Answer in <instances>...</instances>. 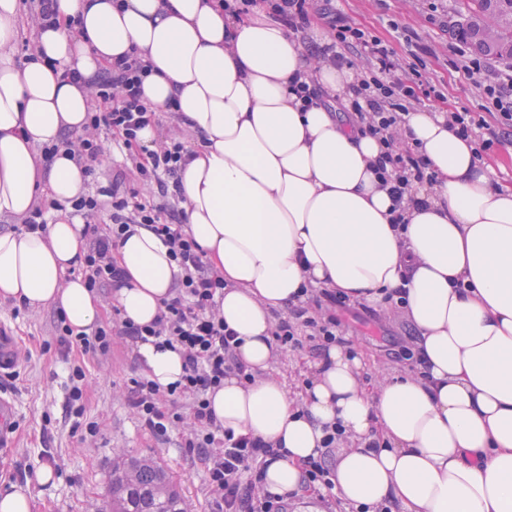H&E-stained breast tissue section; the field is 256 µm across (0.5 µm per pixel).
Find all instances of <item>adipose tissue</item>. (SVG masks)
I'll use <instances>...</instances> for the list:
<instances>
[{"instance_id":"1","label":"adipose tissue","mask_w":512,"mask_h":512,"mask_svg":"<svg viewBox=\"0 0 512 512\" xmlns=\"http://www.w3.org/2000/svg\"><path fill=\"white\" fill-rule=\"evenodd\" d=\"M57 4V28L37 35L43 57L21 61V0H0V216L23 217L43 184L63 205L45 230H0V301L55 307L77 334L100 318L102 299L69 274L87 244L67 211L85 191L84 169L66 152L47 159L37 148L83 131L92 78L137 49L154 67L145 99L175 103L198 138L180 173L185 231L224 276L217 309L241 338L236 362L253 376H227L207 398L224 428L286 448L267 462L265 488L300 492L303 465L322 455L330 426L343 432L331 479L347 505L512 512V186L442 113L409 112L403 136L434 171L436 197L407 207L406 229L395 232L370 168L378 140L323 105L301 110L288 93L299 73L342 92L347 71L317 66L264 8L237 21L218 0ZM73 68L80 84L61 79ZM116 258L128 284L114 303L150 324L174 295L177 264L160 236L136 224ZM310 286L370 305L404 288L419 373L370 390L360 359L333 346L292 398L271 373L272 331ZM138 353L160 389L181 380L178 352L142 343Z\"/></svg>"}]
</instances>
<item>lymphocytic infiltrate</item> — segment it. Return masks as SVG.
<instances>
[{
	"label": "lymphocytic infiltrate",
	"mask_w": 512,
	"mask_h": 512,
	"mask_svg": "<svg viewBox=\"0 0 512 512\" xmlns=\"http://www.w3.org/2000/svg\"><path fill=\"white\" fill-rule=\"evenodd\" d=\"M220 4L237 20L248 16L254 7L264 6L295 34L303 32L311 16L327 20V42L310 43L308 49L319 62L352 70L342 110L362 135L382 143L372 166L380 188L392 199L390 221L396 230H403L404 204H428L436 182L418 146L401 136L405 115L430 99L433 88L429 81L419 70L401 71L391 48L349 18L328 13L315 0H220ZM150 72V64L135 53L109 64L95 81L97 91L87 116L88 136L44 145L42 152L53 156L63 148L72 151L90 176L109 159L111 148L125 156L124 167L113 176L110 186L79 196L73 203L75 211L93 223L83 261L88 287L123 285L124 276L113 252L130 225L149 224L169 245L180 269L178 292L148 325L125 318L115 331L101 325L93 334L76 336L64 327L60 334L68 348L85 353H108L116 335L133 344L152 337L157 346L179 350L184 361L182 379L167 390L146 378L133 380L131 407L153 435L164 437L183 419L179 403H188L192 426L182 445L206 464L211 512H287L286 496L264 488L262 477L264 465L282 457L283 449L259 437L224 430L207 398L208 390L223 385L225 376L240 372L234 360L240 340L216 314L215 297L224 291V276L213 269L185 232L186 212L175 204L181 192L169 186L186 160V136L178 133L149 145L139 137L156 119L155 107L144 101L141 90ZM475 87L479 97L498 110L500 128H493L478 112L450 111L446 119L456 135L474 144L475 157L482 160L493 149L512 145V69L476 82ZM350 308V299L336 290L309 292L291 307L287 317L279 319L273 336L285 354L301 351L308 344L314 351L324 352L331 344L343 343L336 312Z\"/></svg>",
	"instance_id": "1"
}]
</instances>
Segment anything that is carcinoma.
<instances>
[{
	"label": "carcinoma",
	"instance_id": "cac0c4a2",
	"mask_svg": "<svg viewBox=\"0 0 512 512\" xmlns=\"http://www.w3.org/2000/svg\"><path fill=\"white\" fill-rule=\"evenodd\" d=\"M459 33L480 54L512 57V0H466ZM111 512H187L166 471L151 456L112 462Z\"/></svg>",
	"mask_w": 512,
	"mask_h": 512
}]
</instances>
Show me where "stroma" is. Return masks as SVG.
I'll list each match as a JSON object with an SVG mask.
<instances>
[{"instance_id":"1","label":"stroma","mask_w":512,"mask_h":512,"mask_svg":"<svg viewBox=\"0 0 512 512\" xmlns=\"http://www.w3.org/2000/svg\"><path fill=\"white\" fill-rule=\"evenodd\" d=\"M331 8L390 45L401 66L418 64L441 94L429 109L482 111L463 71L475 53L456 49L458 27L467 18L464 0H333ZM417 45L432 51L414 59L410 50ZM57 316L51 307L0 302V329L20 353L14 377L0 376V397L14 405L10 445L0 447V490L29 483L32 512H105L113 459L147 454L170 473L188 512H207L204 465L181 448V431L154 437L128 404L133 379L144 375L134 348L118 338L104 355L67 349L56 331ZM338 317L362 359L365 384L414 372L405 356L413 342L404 311L377 306L369 314L357 308ZM77 366L88 380L80 418L71 409L70 375ZM89 422L96 423V433L86 430ZM45 466L54 468L57 480L44 487L36 472Z\"/></svg>"}]
</instances>
